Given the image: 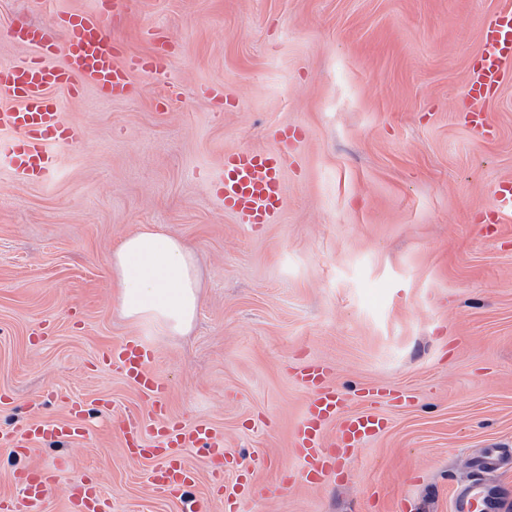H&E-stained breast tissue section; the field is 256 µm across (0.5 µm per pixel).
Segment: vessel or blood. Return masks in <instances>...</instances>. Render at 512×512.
Segmentation results:
<instances>
[{"label":"vessel or blood","mask_w":512,"mask_h":512,"mask_svg":"<svg viewBox=\"0 0 512 512\" xmlns=\"http://www.w3.org/2000/svg\"><path fill=\"white\" fill-rule=\"evenodd\" d=\"M125 3L98 0L88 11L56 12L54 20L63 32L59 39L50 37L43 25L28 24L27 53L0 63V99L12 102L11 107L0 109V132L12 135L10 141H0V163L19 180L45 183L57 168L60 149L79 145L86 137L83 127L65 119L56 91L72 95L88 85L102 95L123 98L135 89L133 74L157 80L166 76L175 55L165 36L153 38L148 53L131 54L108 32V24L123 13ZM481 34L482 49L470 65L463 89L473 101L493 96L506 78L505 66L512 62V10L487 20ZM219 183L225 210L240 223H272L286 204L281 149L225 154ZM489 209L496 216L512 214L511 179L491 186ZM101 361L119 370L148 404V416L124 419L121 444L131 456L152 461L149 481L153 491L176 499L179 512H208L207 502L191 493L198 473L186 462L184 451L196 449L214 477L223 478V431L207 424L188 426L174 418L169 387L154 368L155 353L139 338L130 336L112 344L102 353ZM294 378L307 398L291 433V447L305 463L309 485L317 486L336 472L337 458L379 436L386 420L368 407L346 414V399L331 383L326 364L303 362L295 369ZM69 413L67 422L37 421L21 430L1 432L0 445L26 455L48 440H85L88 429L83 402H71ZM332 423L337 426L333 435L328 432ZM66 468L63 461L51 467L31 464L13 474L27 512H43L44 500ZM251 481V474L246 473L238 476L233 488H218L224 512H237L238 499L249 491ZM109 508L106 495L88 477L75 486L65 506L66 512H108ZM452 512H500L499 498L492 488L476 484L454 495Z\"/></svg>","instance_id":"b4317fda"}]
</instances>
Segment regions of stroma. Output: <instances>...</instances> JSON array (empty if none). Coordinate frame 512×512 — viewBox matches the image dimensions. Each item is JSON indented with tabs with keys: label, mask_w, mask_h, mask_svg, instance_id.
Returning a JSON list of instances; mask_svg holds the SVG:
<instances>
[{
	"label": "stroma",
	"mask_w": 512,
	"mask_h": 512,
	"mask_svg": "<svg viewBox=\"0 0 512 512\" xmlns=\"http://www.w3.org/2000/svg\"><path fill=\"white\" fill-rule=\"evenodd\" d=\"M94 0H0V63L24 46L9 28L50 23ZM512 0H128L110 25L128 51L164 31L178 56L160 82L113 99L61 96L84 143L60 151L50 181L0 167V428L63 419L106 398L74 445L27 459L0 447V494L23 462H70L45 502L94 474L112 512H176L128 456L113 421L148 407L101 353L128 336L156 352L173 416L224 432L225 483L256 471L239 512H451L474 479L512 512V216L482 225L490 186L512 178V71L487 103L492 137L461 115L481 26ZM176 97H168V86ZM223 86L221 105L206 93ZM302 134L285 158L286 205L239 223L217 196L224 155ZM143 228L198 258L197 318L157 336L116 313L110 252ZM332 367L359 411L371 391L387 429L357 449L347 480L313 488L290 432L306 395L303 359ZM500 462L478 470L489 449Z\"/></svg>",
	"instance_id": "35a3bbf8"
}]
</instances>
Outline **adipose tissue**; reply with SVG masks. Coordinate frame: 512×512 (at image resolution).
Instances as JSON below:
<instances>
[{"instance_id": "ef3b65f1", "label": "adipose tissue", "mask_w": 512, "mask_h": 512, "mask_svg": "<svg viewBox=\"0 0 512 512\" xmlns=\"http://www.w3.org/2000/svg\"><path fill=\"white\" fill-rule=\"evenodd\" d=\"M113 300L131 324L162 336H180L193 326L201 278L194 250L181 238L142 229L112 249Z\"/></svg>"}]
</instances>
